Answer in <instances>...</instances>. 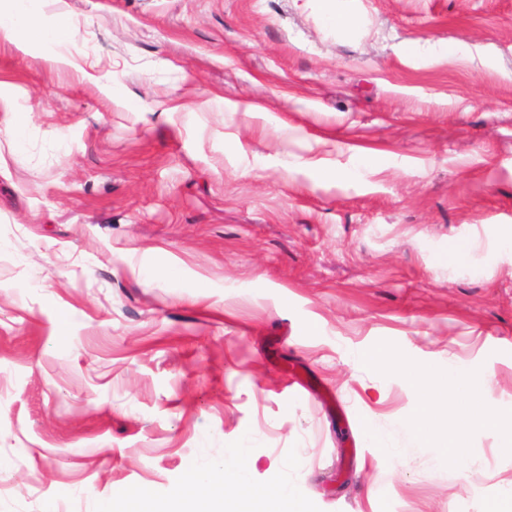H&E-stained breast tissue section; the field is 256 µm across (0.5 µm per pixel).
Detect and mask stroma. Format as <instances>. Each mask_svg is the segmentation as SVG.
I'll list each match as a JSON object with an SVG mask.
<instances>
[{"instance_id":"35a3bbf8","label":"stroma","mask_w":512,"mask_h":512,"mask_svg":"<svg viewBox=\"0 0 512 512\" xmlns=\"http://www.w3.org/2000/svg\"><path fill=\"white\" fill-rule=\"evenodd\" d=\"M335 7L45 0L63 41L0 34V512H164L243 438L308 512L512 484L353 360H461L512 408V0ZM149 497V492L144 489L123 491L113 494L112 498L100 501L96 510L99 512H149L151 510L145 509Z\"/></svg>"}]
</instances>
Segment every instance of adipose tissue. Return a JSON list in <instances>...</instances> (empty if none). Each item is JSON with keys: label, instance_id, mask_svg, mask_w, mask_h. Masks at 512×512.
Segmentation results:
<instances>
[{"label": "adipose tissue", "instance_id": "ef3b65f1", "mask_svg": "<svg viewBox=\"0 0 512 512\" xmlns=\"http://www.w3.org/2000/svg\"><path fill=\"white\" fill-rule=\"evenodd\" d=\"M15 6L8 18L13 29L42 42H56L62 37V27H46L39 21L42 0H14ZM355 362L369 368H379L403 378L422 395L423 404L414 412L412 426L426 447H445L458 463H465L469 452L467 435L474 430L494 432L501 448L512 452V415L500 410L486 411L483 395L487 380L469 364L459 360L415 362L383 348L359 352ZM454 396L449 409L457 423L452 435L439 440L430 424L435 399L440 394ZM232 486L234 496H227L225 486ZM249 503L253 512H267L270 506L287 508L299 505L297 489L272 482L270 487H256L252 469L241 448L225 454L222 462L210 466H195L188 473L182 488L174 495L167 512H208L205 504H212L209 512H241L242 503Z\"/></svg>", "mask_w": 512, "mask_h": 512}]
</instances>
